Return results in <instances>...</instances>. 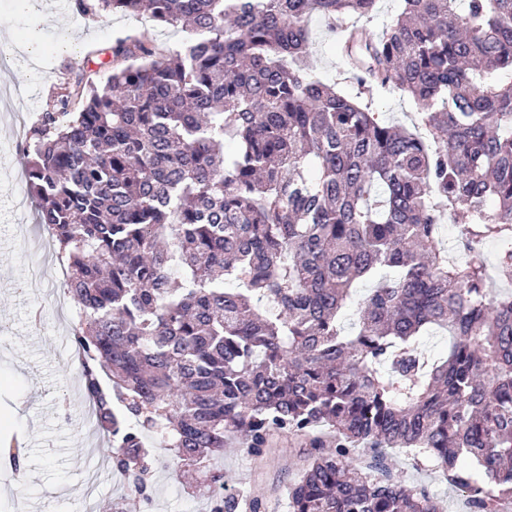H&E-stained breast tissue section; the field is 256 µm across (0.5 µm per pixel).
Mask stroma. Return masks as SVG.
<instances>
[{
	"label": "stroma",
	"instance_id": "1",
	"mask_svg": "<svg viewBox=\"0 0 512 512\" xmlns=\"http://www.w3.org/2000/svg\"><path fill=\"white\" fill-rule=\"evenodd\" d=\"M32 12L27 0H0V51L18 48L32 39L43 46L36 58L19 57L0 74V150L18 149L22 138L5 116V102L15 89L29 93V110L50 109L53 99L77 73L103 80L109 72L112 46L133 35H145L165 46L184 37L180 28L156 23L148 15H77L73 0H44ZM315 49L307 65L313 74L337 83L347 97H360L381 119L412 127L420 108L406 94L377 86L359 90L345 78L333 41L322 21L309 23ZM81 44V51L61 54L62 38ZM22 164H0V435L24 441V474L13 479L0 460V512H77L87 495L97 504L117 497L111 451L103 430L88 432L79 361L69 319L53 307L51 279L37 276V249L27 241L34 219L31 197L21 191ZM303 438L285 432L269 437L265 455L254 459L238 445L225 449L218 461L229 478L225 493L247 500L262 496L267 512H288L286 488L303 464ZM156 492L150 506L138 512H208L209 488L204 472L178 464L158 449ZM394 476L410 486H423L444 512H466L460 492L450 488L436 462L394 448L388 452Z\"/></svg>",
	"mask_w": 512,
	"mask_h": 512
}]
</instances>
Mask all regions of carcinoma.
<instances>
[{"instance_id": "obj_1", "label": "carcinoma", "mask_w": 512, "mask_h": 512, "mask_svg": "<svg viewBox=\"0 0 512 512\" xmlns=\"http://www.w3.org/2000/svg\"><path fill=\"white\" fill-rule=\"evenodd\" d=\"M403 2L373 37L354 20L377 0H74L186 32L116 42L24 149L119 503L150 501L156 435L206 469L209 512H236L212 460L234 442L259 458L281 430L309 447L291 512H443L390 448L434 457L468 512H512V293L488 288L484 252L505 244L511 280L512 0ZM314 16L428 137L311 74ZM449 211L468 217L461 260L440 247ZM0 454L23 473L16 441Z\"/></svg>"}]
</instances>
